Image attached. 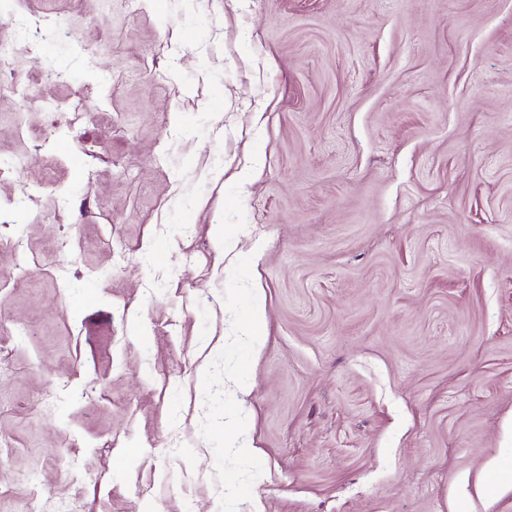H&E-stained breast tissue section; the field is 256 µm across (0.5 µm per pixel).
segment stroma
Instances as JSON below:
<instances>
[{"label": "stroma", "mask_w": 512, "mask_h": 512, "mask_svg": "<svg viewBox=\"0 0 512 512\" xmlns=\"http://www.w3.org/2000/svg\"><path fill=\"white\" fill-rule=\"evenodd\" d=\"M0 50V512H512V0H0Z\"/></svg>", "instance_id": "stroma-1"}]
</instances>
